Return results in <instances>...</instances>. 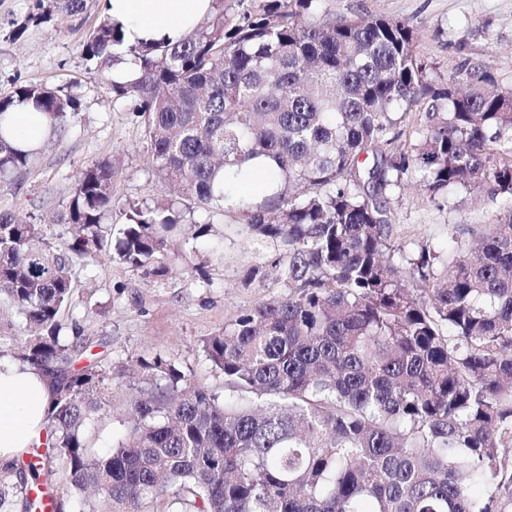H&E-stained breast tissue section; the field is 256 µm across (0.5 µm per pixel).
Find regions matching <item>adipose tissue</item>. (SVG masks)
I'll return each instance as SVG.
<instances>
[{
    "mask_svg": "<svg viewBox=\"0 0 512 512\" xmlns=\"http://www.w3.org/2000/svg\"><path fill=\"white\" fill-rule=\"evenodd\" d=\"M100 6L125 45L174 44L212 12L213 0H100ZM0 124L21 145L43 141L48 128L46 118L29 104L14 106ZM50 398L40 374L0 359V463H11L44 436Z\"/></svg>",
    "mask_w": 512,
    "mask_h": 512,
    "instance_id": "ef3b65f1",
    "label": "adipose tissue"
}]
</instances>
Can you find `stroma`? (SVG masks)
Segmentation results:
<instances>
[{"label": "stroma", "mask_w": 512, "mask_h": 512, "mask_svg": "<svg viewBox=\"0 0 512 512\" xmlns=\"http://www.w3.org/2000/svg\"><path fill=\"white\" fill-rule=\"evenodd\" d=\"M30 0H0V97L27 83L44 84L73 98L77 110L61 139L46 143L36 160L0 179V211L42 224L51 242L68 241L69 227L54 223L66 212L62 185L91 163L112 161V210L102 226L97 258L74 270V290L60 323L63 334L80 328L99 345L119 379L95 426V448L120 439L131 390L126 379L140 361L163 355L190 378L215 392L224 380L204 360L202 338L222 330L243 310L289 292L277 269L280 244L251 237L240 214L195 209L192 219L211 223L210 235L173 241L164 273L113 260L128 204L152 207L166 194L155 174L143 119L130 100L98 79L83 54L100 13L91 6L75 17L26 24ZM326 19L381 16L408 24L429 83L446 85L450 74L477 65L500 86L512 87V0H320ZM395 235L446 252L452 224H488L500 209L461 190L432 199L408 177L393 197ZM260 276H253V269Z\"/></svg>", "instance_id": "stroma-1"}]
</instances>
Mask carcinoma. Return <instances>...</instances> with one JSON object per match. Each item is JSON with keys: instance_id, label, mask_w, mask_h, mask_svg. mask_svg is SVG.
Listing matches in <instances>:
<instances>
[{"instance_id": "carcinoma-1", "label": "carcinoma", "mask_w": 512, "mask_h": 512, "mask_svg": "<svg viewBox=\"0 0 512 512\" xmlns=\"http://www.w3.org/2000/svg\"><path fill=\"white\" fill-rule=\"evenodd\" d=\"M315 0L201 22L178 44L131 46L136 77L112 82L135 102L158 178L214 214L237 210L280 243L291 291L205 337L221 396L160 356L131 384L126 437L94 450L89 427L115 377L87 336H62L75 265L94 260L112 210V160L61 187L70 241L0 213V301L21 319L0 340L48 378L35 460L0 470V512L29 493H88L96 512H509L512 507V90L466 67L425 79L415 34L384 17L329 21ZM90 0H33L28 20L77 16ZM102 18L83 45L100 78L122 59ZM33 102L59 136L74 111L42 84L0 98V116ZM424 105L415 141L405 113ZM0 126V177L26 166ZM262 159L275 179L257 202L226 185ZM431 199L463 189L508 206L492 224L448 226L446 263L393 233L391 197L409 174ZM179 202L131 208L116 258L166 269L170 241L211 225Z\"/></svg>"}]
</instances>
